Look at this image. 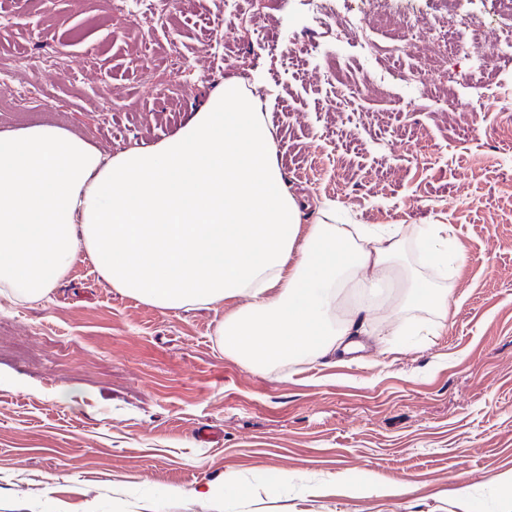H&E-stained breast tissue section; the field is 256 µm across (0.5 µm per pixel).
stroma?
I'll list each match as a JSON object with an SVG mask.
<instances>
[{
	"mask_svg": "<svg viewBox=\"0 0 512 512\" xmlns=\"http://www.w3.org/2000/svg\"><path fill=\"white\" fill-rule=\"evenodd\" d=\"M387 4L384 44L403 25L452 17L444 46L418 43L401 61L420 69L444 50L447 100L395 77L337 99L316 79L322 54L362 80V37L322 34L307 0H266L274 52L224 15V0H183L171 33L142 17L133 32L113 28L99 0H0V106L28 86L42 108L8 109L1 129L53 124L114 154L175 134L238 78L273 129L288 189L361 224L400 225V266L449 298L442 316L380 289L363 357L257 370L217 336L246 297L161 310L119 293L78 251L47 298L0 295V512H210L192 493L215 482L221 512H512V54L493 34L495 0H458L452 15L447 0ZM218 13L220 37L208 30ZM478 17L491 29L481 73L467 34ZM75 33L60 67L37 64ZM165 48L207 64L185 74L176 101L143 79ZM93 55L105 73L88 67ZM435 224L462 250L446 273L417 249ZM204 428L222 440L197 441ZM358 475L411 487L360 493Z\"/></svg>",
	"mask_w": 512,
	"mask_h": 512,
	"instance_id": "1",
	"label": "stroma"
}]
</instances>
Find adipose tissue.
I'll list each match as a JSON object with an SVG mask.
<instances>
[{
	"label": "adipose tissue",
	"instance_id": "1",
	"mask_svg": "<svg viewBox=\"0 0 512 512\" xmlns=\"http://www.w3.org/2000/svg\"><path fill=\"white\" fill-rule=\"evenodd\" d=\"M302 217L236 79L152 146L110 155L59 126L0 132V292L16 300L45 297L82 247L113 288L161 310L247 296L218 334L258 368L359 350L368 303L340 323L329 313L368 269L447 315V292L398 267V225L340 224L328 202Z\"/></svg>",
	"mask_w": 512,
	"mask_h": 512
}]
</instances>
